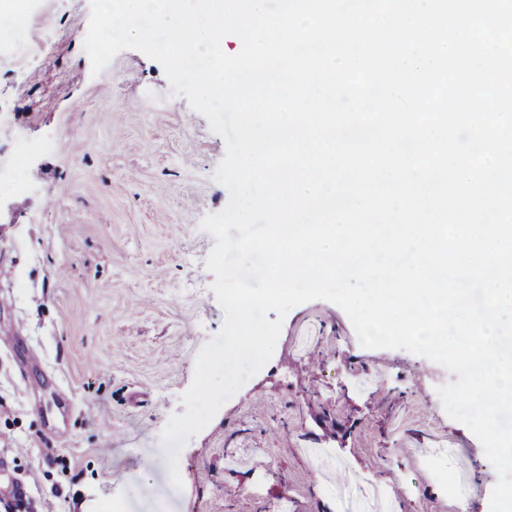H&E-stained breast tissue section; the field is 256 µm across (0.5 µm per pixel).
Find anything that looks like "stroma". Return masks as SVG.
<instances>
[{
  "instance_id": "35a3bbf8",
  "label": "stroma",
  "mask_w": 512,
  "mask_h": 512,
  "mask_svg": "<svg viewBox=\"0 0 512 512\" xmlns=\"http://www.w3.org/2000/svg\"><path fill=\"white\" fill-rule=\"evenodd\" d=\"M90 14L30 0L24 50L0 54V168L27 183L0 177V459L34 512H458L444 474L489 512L494 468L439 402L452 374L363 347L324 300L269 312L270 361L187 441L174 488L161 436L224 319L200 224L229 200L226 143L142 52L93 73Z\"/></svg>"
}]
</instances>
